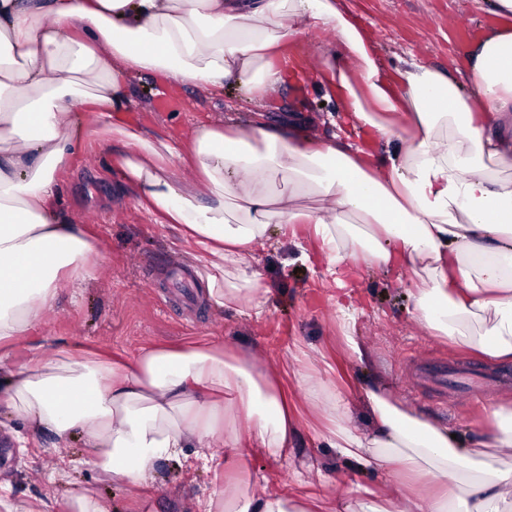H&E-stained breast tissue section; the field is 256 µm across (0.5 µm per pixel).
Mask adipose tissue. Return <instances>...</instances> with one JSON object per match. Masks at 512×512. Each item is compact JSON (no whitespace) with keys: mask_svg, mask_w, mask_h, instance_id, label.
<instances>
[{"mask_svg":"<svg viewBox=\"0 0 512 512\" xmlns=\"http://www.w3.org/2000/svg\"><path fill=\"white\" fill-rule=\"evenodd\" d=\"M318 28L335 29L357 62L336 70L348 115L330 139L255 118L201 126L185 144L115 119L128 78L140 74L197 86L232 79L267 97L283 82L281 44ZM467 64L463 86L413 60L392 87L348 0H0V409L62 441L83 429L102 477L129 490L161 458L212 472L217 486L199 512H305L319 501L320 470L248 497L223 478L257 456L288 458L301 434L278 369L259 355L209 341L145 346L130 359L64 349L48 359L35 348L17 359L16 341L45 325L62 284L85 279L97 250L79 226L57 221L56 174L80 147L113 143L112 162L137 204L185 228L216 305L261 310L254 261L267 227L302 226V256L339 286L353 256L382 268L425 263L412 292L419 323L512 362V180L485 165L512 168V30L473 43ZM83 110L92 124L80 122ZM368 128L395 148L376 154ZM177 160L198 169L196 189L174 179ZM241 170L248 180L237 179ZM272 183L287 195L271 196ZM306 191L319 207L296 205ZM472 318L482 325L475 336L461 330ZM320 374L306 356L300 381L311 407L330 415L324 443L426 486L407 497L386 484L331 512H512V407L490 411L488 446L503 463L491 471L480 450L460 455L446 427L382 389L366 393L372 431L357 432L348 408L323 397ZM228 404L256 418L255 428L239 432Z\"/></svg>","mask_w":512,"mask_h":512,"instance_id":"obj_1","label":"adipose tissue"}]
</instances>
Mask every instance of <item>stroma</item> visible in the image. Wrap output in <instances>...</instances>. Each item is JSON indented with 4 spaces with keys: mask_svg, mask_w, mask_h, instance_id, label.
Segmentation results:
<instances>
[{
    "mask_svg": "<svg viewBox=\"0 0 512 512\" xmlns=\"http://www.w3.org/2000/svg\"><path fill=\"white\" fill-rule=\"evenodd\" d=\"M377 43L380 63L397 75L416 58L445 69L461 60L468 43L459 40L461 23L487 25L494 18L490 0H353ZM334 30H310L287 40L277 61L285 81L277 93L257 99L246 87L225 82L216 87L163 82L150 75L131 78L125 88L127 125L161 139L191 141L212 123H243L254 114L276 123L295 119L301 129L329 138L327 114L342 116L341 100L323 81L336 43ZM57 215L79 225L99 248L90 258L93 274L77 288L60 289L46 325L29 337L44 355L78 347L131 357L146 345L178 346L213 340L235 350L273 356L282 371L288 398L304 425L301 451L275 464L251 462L270 483L284 487L304 463H318L327 476L322 493L333 501L361 486L378 488L383 474L339 457L324 446L325 414L311 408L299 384L293 357L304 348L332 366L327 394L345 401L353 427L371 431L367 390L381 387L417 412L448 427L462 450L478 447L494 430L493 404L512 406V363L502 364L464 346L431 335L413 317L412 271L385 270L353 262L351 293L358 308L355 323L343 330L336 287L323 266L301 259L288 232L273 224L259 253L263 313L255 317L219 307L208 292V272L177 229L158 224L136 204L108 150L77 151L58 177ZM354 336L368 355L355 358L345 341ZM28 434L18 447L13 433ZM65 466V477L48 483V471ZM153 481L137 493L103 479L88 460L81 434L65 445L49 433H29L17 415H0V482L19 504L54 503L68 512L70 493L94 490L110 512H194L199 498L213 489L211 477L177 462L160 459Z\"/></svg>",
    "mask_w": 512,
    "mask_h": 512,
    "instance_id": "stroma-1",
    "label": "stroma"
}]
</instances>
